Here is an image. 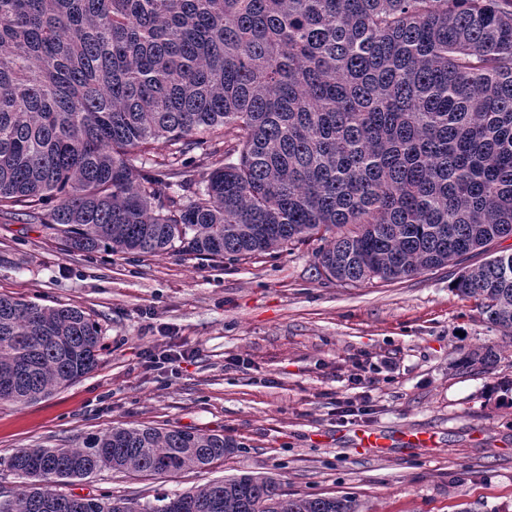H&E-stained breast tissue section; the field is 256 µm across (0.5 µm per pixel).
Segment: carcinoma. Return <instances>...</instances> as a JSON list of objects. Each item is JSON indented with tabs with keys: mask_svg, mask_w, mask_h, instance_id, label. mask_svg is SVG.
Instances as JSON below:
<instances>
[{
	"mask_svg": "<svg viewBox=\"0 0 512 512\" xmlns=\"http://www.w3.org/2000/svg\"><path fill=\"white\" fill-rule=\"evenodd\" d=\"M215 134L223 159L186 169ZM0 206L73 252L241 261L316 239L339 282L445 266L512 237V0H0ZM452 288L512 333V252ZM100 334L79 308L0 295V404L92 372ZM237 447L140 425L20 448L0 512H360L252 473L152 502L57 491Z\"/></svg>",
	"mask_w": 512,
	"mask_h": 512,
	"instance_id": "cac0c4a2",
	"label": "carcinoma"
}]
</instances>
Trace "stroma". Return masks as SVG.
Listing matches in <instances>:
<instances>
[{
    "label": "stroma",
    "mask_w": 512,
    "mask_h": 512,
    "mask_svg": "<svg viewBox=\"0 0 512 512\" xmlns=\"http://www.w3.org/2000/svg\"><path fill=\"white\" fill-rule=\"evenodd\" d=\"M319 241L231 262L67 251L39 224L0 209V293L73 306L99 323L97 367L26 405H0V492L17 449L68 444L115 426L218 431L235 452L205 471L105 469L67 494L141 501L245 472L283 492L350 496L361 512H512V337L488 328L454 279L492 241L447 266L358 285L315 269ZM496 346L489 372L467 352ZM187 351L178 370L146 355ZM369 376L367 384L357 374ZM352 402L357 416L341 415ZM394 444L360 451L355 429Z\"/></svg>",
    "instance_id": "stroma-1"
}]
</instances>
